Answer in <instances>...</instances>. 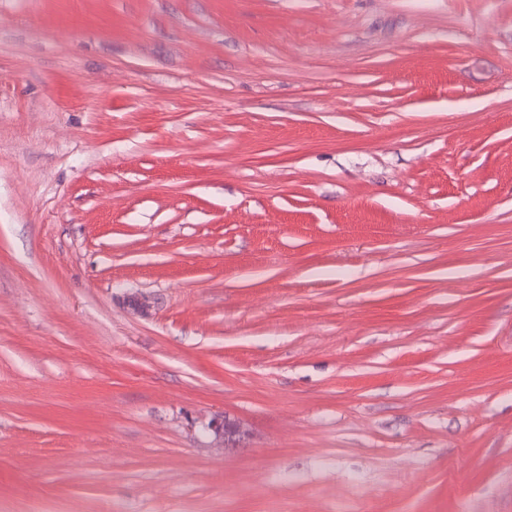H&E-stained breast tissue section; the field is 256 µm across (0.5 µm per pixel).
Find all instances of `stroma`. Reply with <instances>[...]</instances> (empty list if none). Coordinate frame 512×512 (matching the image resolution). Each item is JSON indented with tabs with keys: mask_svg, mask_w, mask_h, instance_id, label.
I'll list each match as a JSON object with an SVG mask.
<instances>
[{
	"mask_svg": "<svg viewBox=\"0 0 512 512\" xmlns=\"http://www.w3.org/2000/svg\"><path fill=\"white\" fill-rule=\"evenodd\" d=\"M0 512H512V0H0Z\"/></svg>",
	"mask_w": 512,
	"mask_h": 512,
	"instance_id": "1",
	"label": "stroma"
}]
</instances>
